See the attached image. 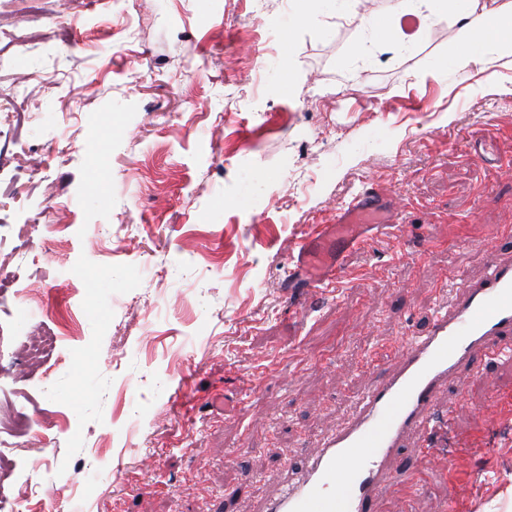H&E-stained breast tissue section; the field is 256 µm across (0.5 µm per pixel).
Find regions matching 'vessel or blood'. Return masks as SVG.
Segmentation results:
<instances>
[{
  "label": "vessel or blood",
  "mask_w": 512,
  "mask_h": 512,
  "mask_svg": "<svg viewBox=\"0 0 512 512\" xmlns=\"http://www.w3.org/2000/svg\"><path fill=\"white\" fill-rule=\"evenodd\" d=\"M401 212L379 185L364 187L337 209L329 224L299 243L284 281L295 298L341 282L347 253ZM512 355V261L491 264L476 282L456 278L451 303L437 306L425 331L412 334L396 367L355 399L351 419L311 448L265 512H377L390 481L387 458L417 432L414 454L430 464L452 432L453 412L440 408L451 377L467 383L491 363Z\"/></svg>",
  "instance_id": "1"
}]
</instances>
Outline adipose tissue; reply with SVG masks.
Returning a JSON list of instances; mask_svg holds the SVG:
<instances>
[{"instance_id": "ef3b65f1", "label": "adipose tissue", "mask_w": 512, "mask_h": 512, "mask_svg": "<svg viewBox=\"0 0 512 512\" xmlns=\"http://www.w3.org/2000/svg\"><path fill=\"white\" fill-rule=\"evenodd\" d=\"M463 2V8L453 12V18L463 44L456 57V67L464 73L481 62L488 49L512 52V0L492 9L480 6L479 0Z\"/></svg>"}]
</instances>
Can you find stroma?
I'll return each mask as SVG.
<instances>
[{"label": "stroma", "instance_id": "obj_1", "mask_svg": "<svg viewBox=\"0 0 512 512\" xmlns=\"http://www.w3.org/2000/svg\"><path fill=\"white\" fill-rule=\"evenodd\" d=\"M128 2L0 0V413L33 420L0 432V512H264L452 273L512 261V55L463 73L451 15L396 45L350 20L398 0L305 27L293 0ZM368 183L404 227L296 308L293 249ZM442 403L454 458L392 455L379 512H512V359Z\"/></svg>", "mask_w": 512, "mask_h": 512}]
</instances>
